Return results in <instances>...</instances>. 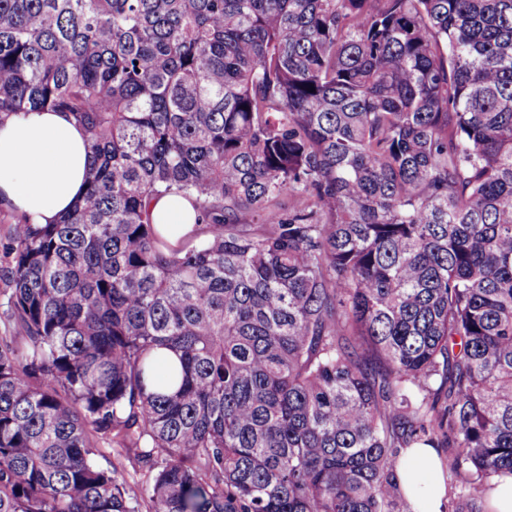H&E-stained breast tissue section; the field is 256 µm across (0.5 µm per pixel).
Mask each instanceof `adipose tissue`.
Masks as SVG:
<instances>
[{"instance_id":"obj_1","label":"adipose tissue","mask_w":512,"mask_h":512,"mask_svg":"<svg viewBox=\"0 0 512 512\" xmlns=\"http://www.w3.org/2000/svg\"><path fill=\"white\" fill-rule=\"evenodd\" d=\"M86 139L62 112H29L0 123V203L41 224L66 214L84 191ZM151 217L173 245L196 228L192 204L176 195L154 198ZM397 478L412 512H443L448 488L435 449H407Z\"/></svg>"}]
</instances>
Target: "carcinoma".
I'll return each instance as SVG.
<instances>
[{"instance_id":"obj_1","label":"carcinoma","mask_w":512,"mask_h":512,"mask_svg":"<svg viewBox=\"0 0 512 512\" xmlns=\"http://www.w3.org/2000/svg\"><path fill=\"white\" fill-rule=\"evenodd\" d=\"M32 111L89 167L12 229L0 512H411L420 445L484 512L512 477V0H0V124ZM167 193L199 241L152 223Z\"/></svg>"}]
</instances>
